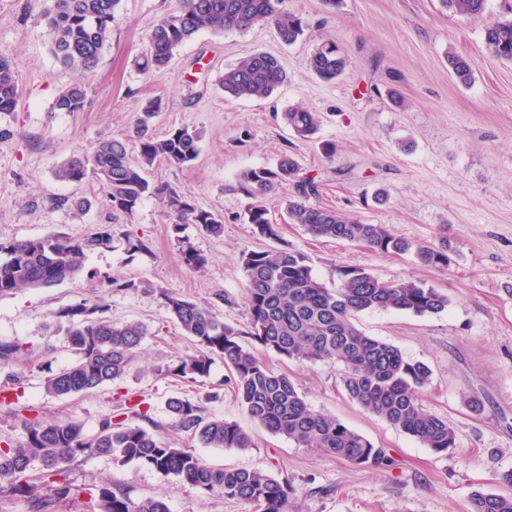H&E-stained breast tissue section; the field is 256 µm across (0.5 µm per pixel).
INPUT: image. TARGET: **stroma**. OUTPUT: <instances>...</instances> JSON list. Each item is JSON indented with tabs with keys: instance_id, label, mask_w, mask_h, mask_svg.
Instances as JSON below:
<instances>
[{
	"instance_id": "stroma-1",
	"label": "stroma",
	"mask_w": 512,
	"mask_h": 512,
	"mask_svg": "<svg viewBox=\"0 0 512 512\" xmlns=\"http://www.w3.org/2000/svg\"><path fill=\"white\" fill-rule=\"evenodd\" d=\"M44 6L45 0H0V54L15 59L20 89L14 111L0 114V129L11 132L0 138V240L53 233L80 238L109 222L115 232L110 246L89 253L73 279L0 298V339L18 341L27 352L12 370H0V385L9 375L18 377L15 404L0 407V441L24 443L17 416L29 409L44 421L81 422L92 434L103 418L143 401L150 406L146 427L158 437L194 449L211 466L261 470L288 481L291 512H469L475 491L512 493L496 479L512 470V62L487 58L483 43L486 26L512 18V0H488L478 18L447 10L440 0H343L334 12L322 0H287L307 24L295 43H283L262 24L220 35L203 31L155 75L143 73L136 58L150 24L176 12L180 0H121L110 44L87 81L79 112L53 108L59 89L74 75L50 50ZM325 39L335 40L349 57L344 74L331 82L309 68ZM253 52L277 56L287 82L266 99L225 97L219 75ZM452 52L474 61L469 85L450 74ZM154 97L162 100L151 120L156 135L189 126L201 141L192 164H154L148 180L170 183L197 207L224 218L218 238L191 224L184 229L208 259L200 272L183 264L172 219L155 198L116 219L96 179L77 184L55 176L73 153L131 134ZM298 103L320 116L314 139L295 137L281 120ZM285 151L299 158L304 176L318 182L320 204L386 225L415 244L447 238V269L423 266L410 253L382 255L312 236L285 216L284 201L296 193L291 185L268 201L277 238L256 235L238 179L249 169L274 165ZM67 197L87 199L90 207L64 205ZM129 231L149 242V252H129ZM280 247L304 253L331 288L340 269L356 266L384 282L417 280L447 295V307L437 314L374 310L361 313L357 324L429 368L430 382L419 399L428 412L448 420L455 448L437 453L423 447L352 401L336 362L289 359L253 347L313 409L387 449L395 468L355 465L266 431L227 384L223 361L196 382L158 374V367L194 348L163 306L159 289L174 290L246 328L242 255ZM114 278L128 282V289L111 288ZM80 302L103 304L112 321L144 323L150 334L123 378L52 397L44 391L46 377L74 360L62 312ZM173 397L197 402L204 417L237 423L253 448L203 447L175 429L167 410ZM65 469L81 494L49 512H94L93 494L105 484L136 501L162 496L169 512H255L243 501L207 495L174 476L105 455L76 456Z\"/></svg>"
}]
</instances>
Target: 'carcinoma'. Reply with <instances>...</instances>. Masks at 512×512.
I'll return each mask as SVG.
<instances>
[{"label": "carcinoma", "instance_id": "cac0c4a2", "mask_svg": "<svg viewBox=\"0 0 512 512\" xmlns=\"http://www.w3.org/2000/svg\"><path fill=\"white\" fill-rule=\"evenodd\" d=\"M43 17L51 50L66 68L86 76L94 71L112 32V20L121 0H46ZM487 0H442L445 8L478 17ZM272 26L280 38L292 44L304 34L305 22L288 10L285 0H182L178 12L154 21L148 30L147 46L139 66L147 73L165 69L175 52L201 31L222 34L244 31L255 24ZM486 55L512 62V19L497 21L484 30ZM349 63L339 46L326 41L309 59V68L325 81L338 78ZM448 66L456 80L472 81L475 63L448 53ZM287 73L274 55L255 52L243 57L219 77L224 94L235 99L271 96L285 81ZM19 96L15 63L0 55V113L14 110ZM86 98L82 81L62 88L53 107L60 112H79ZM160 99L142 108L134 125L138 153L129 138L103 140L92 150L71 156L56 170L65 182H80L93 176L102 186L112 212L133 215L146 196L158 199L174 217L173 231L185 266L202 270L207 257L190 239L181 235L186 224L220 237L224 218L196 207L189 197L167 182L151 184L145 171L157 162L187 165L198 157L200 133L188 126L164 136L150 130L149 119L161 110ZM285 124L297 138H312L319 116L296 105L283 113ZM302 167L291 154L282 153L275 165L245 172L238 189L251 200L248 221L257 235L277 237L266 200L284 185L299 186L298 196L285 200L289 221L299 224L314 237L360 243L378 254H401L410 250L427 267L449 264L448 240L437 245H414L396 237L383 224L350 218L334 209L309 202L316 195L315 183L301 176ZM113 225L100 224L83 238L61 235L0 241V298L23 289L49 288L71 279L82 267L88 252L112 243ZM246 278L248 330L224 322L205 306L159 289L162 303L183 335L195 345L173 366L159 368L165 374L195 380L209 376L215 358L224 360L231 372L232 386L250 418L268 432L287 438L299 447L315 448L355 465L389 469L394 459L363 435L333 416L312 409L285 374H276L240 341L249 336L265 349L289 359L308 362L338 361L343 365L342 385L359 405L389 424L440 453L455 447V433L448 421L426 411L419 401V389L430 378L428 368L407 359L395 346L365 334L357 317L367 310H398L417 315L436 314L448 306V296L415 280L383 282L361 267L340 271L334 288L314 274L309 258L287 247L252 250L242 256ZM104 306L80 303L64 312L71 328L67 342L76 360L49 375L45 392L55 397L81 394L122 378L136 361L148 329L138 322L116 323L103 316ZM24 349L13 340L0 339V367L20 359ZM168 411L175 426L194 435L206 448L254 447L250 435L224 419H207L199 405L173 397ZM147 414L132 409L131 418L109 417L99 423L95 434L75 421L47 423L37 417H19L26 441L18 446L0 447V482L20 498L31 495L28 472L34 461L46 467L45 478L52 498L32 505L35 512H47L55 502L76 498L78 489L61 465L77 455H109L123 463L136 462L159 473L174 475L206 494L220 492L259 507L260 512H290L291 488L258 470L216 468L190 448H178L153 432L132 422ZM99 512H169L161 497L132 501L106 484L99 489ZM470 512H512V496L476 491Z\"/></svg>", "mask_w": 512, "mask_h": 512}]
</instances>
